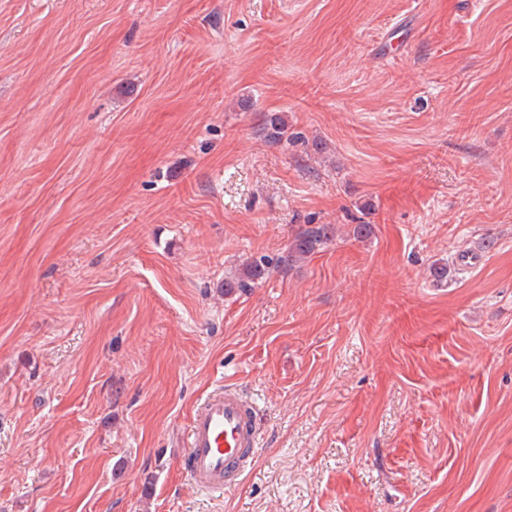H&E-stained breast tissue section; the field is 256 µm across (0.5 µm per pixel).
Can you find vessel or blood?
Here are the masks:
<instances>
[{
    "label": "vessel or blood",
    "mask_w": 512,
    "mask_h": 512,
    "mask_svg": "<svg viewBox=\"0 0 512 512\" xmlns=\"http://www.w3.org/2000/svg\"><path fill=\"white\" fill-rule=\"evenodd\" d=\"M259 433L257 413L236 387L209 394L188 425L183 468L202 491L223 492L254 459Z\"/></svg>",
    "instance_id": "obj_1"
}]
</instances>
